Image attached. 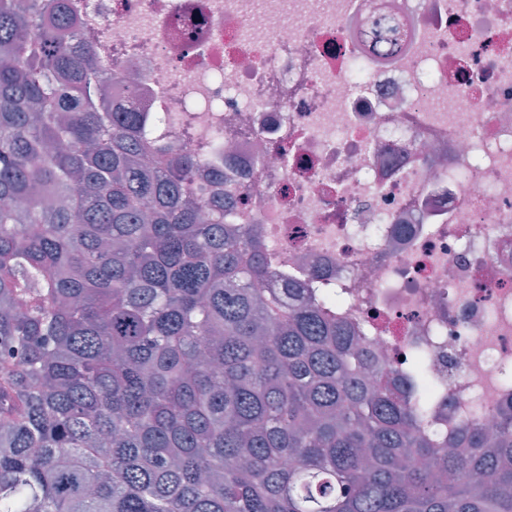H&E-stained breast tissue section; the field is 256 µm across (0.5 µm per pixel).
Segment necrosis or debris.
<instances>
[{
  "label": "necrosis or debris",
  "mask_w": 512,
  "mask_h": 512,
  "mask_svg": "<svg viewBox=\"0 0 512 512\" xmlns=\"http://www.w3.org/2000/svg\"><path fill=\"white\" fill-rule=\"evenodd\" d=\"M73 6L114 103L255 230L266 287L338 289L399 387L427 351L433 433L512 401V0ZM382 16L396 51L372 47Z\"/></svg>",
  "instance_id": "1"
}]
</instances>
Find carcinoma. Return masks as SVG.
I'll return each mask as SVG.
<instances>
[{"instance_id":"carcinoma-1","label":"carcinoma","mask_w":512,"mask_h":512,"mask_svg":"<svg viewBox=\"0 0 512 512\" xmlns=\"http://www.w3.org/2000/svg\"><path fill=\"white\" fill-rule=\"evenodd\" d=\"M108 80L67 0H0V512H512V406L448 453Z\"/></svg>"}]
</instances>
